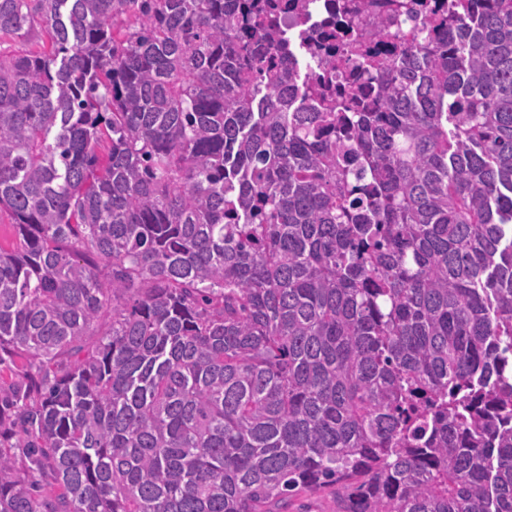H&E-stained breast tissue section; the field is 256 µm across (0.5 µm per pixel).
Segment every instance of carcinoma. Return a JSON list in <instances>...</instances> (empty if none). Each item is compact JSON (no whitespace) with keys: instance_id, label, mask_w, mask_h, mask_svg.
<instances>
[{"instance_id":"1","label":"carcinoma","mask_w":512,"mask_h":512,"mask_svg":"<svg viewBox=\"0 0 512 512\" xmlns=\"http://www.w3.org/2000/svg\"><path fill=\"white\" fill-rule=\"evenodd\" d=\"M237 0H0V512H512V0L273 69ZM334 503L331 497L324 493L301 492L293 496L288 505L290 512H333Z\"/></svg>"}]
</instances>
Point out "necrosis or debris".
<instances>
[{"label": "necrosis or debris", "mask_w": 512, "mask_h": 512, "mask_svg": "<svg viewBox=\"0 0 512 512\" xmlns=\"http://www.w3.org/2000/svg\"><path fill=\"white\" fill-rule=\"evenodd\" d=\"M274 5L284 29L297 41L277 37L271 54L276 64L314 62L315 82L325 98L368 96L369 76L361 55L390 59L405 47L408 31L451 9L453 0H257ZM332 68H325V61Z\"/></svg>", "instance_id": "necrosis-or-debris-1"}]
</instances>
